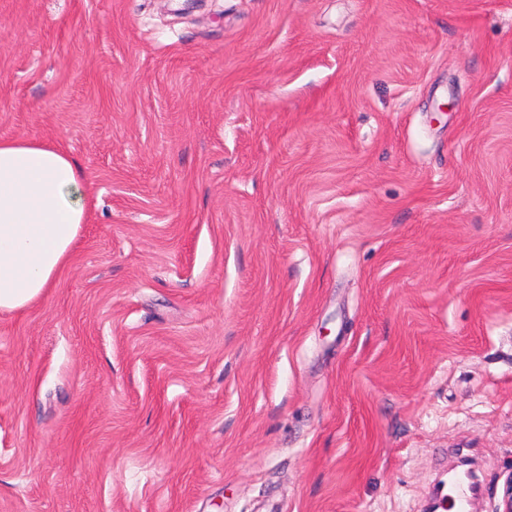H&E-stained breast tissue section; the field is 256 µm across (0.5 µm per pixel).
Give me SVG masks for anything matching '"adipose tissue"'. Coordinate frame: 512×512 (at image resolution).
Listing matches in <instances>:
<instances>
[{
    "mask_svg": "<svg viewBox=\"0 0 512 512\" xmlns=\"http://www.w3.org/2000/svg\"><path fill=\"white\" fill-rule=\"evenodd\" d=\"M85 175L37 138L0 139V312L38 302L72 256L87 212L72 194Z\"/></svg>",
    "mask_w": 512,
    "mask_h": 512,
    "instance_id": "ef3b65f1",
    "label": "adipose tissue"
}]
</instances>
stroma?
<instances>
[{
    "label": "stroma",
    "instance_id": "35a3bbf8",
    "mask_svg": "<svg viewBox=\"0 0 512 512\" xmlns=\"http://www.w3.org/2000/svg\"><path fill=\"white\" fill-rule=\"evenodd\" d=\"M16 136L89 219L0 313V512H496L512 0H0Z\"/></svg>",
    "mask_w": 512,
    "mask_h": 512
}]
</instances>
